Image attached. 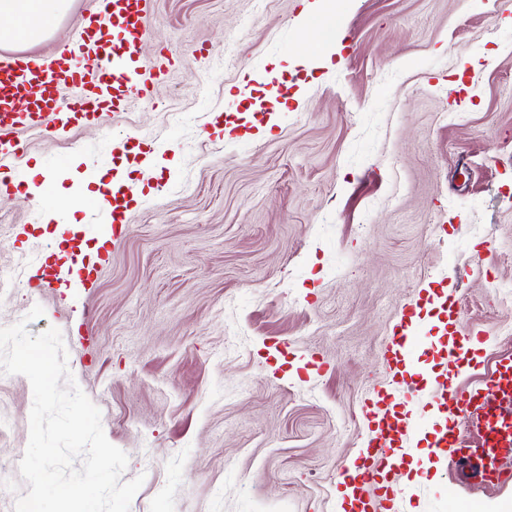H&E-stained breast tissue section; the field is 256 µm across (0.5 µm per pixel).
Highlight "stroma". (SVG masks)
I'll return each instance as SVG.
<instances>
[{
  "label": "stroma",
  "instance_id": "35a3bbf8",
  "mask_svg": "<svg viewBox=\"0 0 512 512\" xmlns=\"http://www.w3.org/2000/svg\"><path fill=\"white\" fill-rule=\"evenodd\" d=\"M305 0H153L144 58L176 57L152 100L63 139L26 137L19 184L0 193V327L61 331L79 388L107 439L143 476L129 512H336L342 465L367 434L362 403L387 385L384 352L402 306L456 286L458 334L483 331L464 384L512 354V0H328L320 38ZM92 0L28 48L47 61ZM280 70L288 92L257 91L272 126L222 133L244 71ZM156 157L132 172L128 232L100 247L91 280L36 288L56 225L28 191L57 181L73 209L79 169L112 175V139ZM489 260L472 263L474 250ZM320 355L316 375L300 356ZM33 393L0 373V512L28 485L19 463ZM421 429L409 512H512V482H455Z\"/></svg>",
  "mask_w": 512,
  "mask_h": 512
}]
</instances>
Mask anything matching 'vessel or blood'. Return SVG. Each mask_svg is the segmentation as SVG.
<instances>
[{
	"instance_id": "vessel-or-blood-1",
	"label": "vessel or blood",
	"mask_w": 512,
	"mask_h": 512,
	"mask_svg": "<svg viewBox=\"0 0 512 512\" xmlns=\"http://www.w3.org/2000/svg\"><path fill=\"white\" fill-rule=\"evenodd\" d=\"M149 3L95 0L76 44L59 49L50 62L0 54V192L10 189L24 155L22 135L40 132L47 124L54 132L65 133L153 94L166 69L141 57ZM65 90L70 98H62ZM129 205L123 190L90 200V209L102 216L101 234H121ZM435 302L436 333L429 338L423 335L420 301L401 309L386 353L395 379L365 400L369 435L359 448L358 463L340 473L339 484L345 489L341 512H400L402 491L395 470L416 451L413 417L424 406L432 410L425 421L432 428L437 457L454 455L470 479L512 480V473L499 466L502 459L512 457V354L498 356L485 382L460 386L469 347L452 332L460 315L458 299L454 290L444 289ZM426 344L434 350L432 381L402 386L400 376L417 365ZM461 422L481 427L478 447L463 446L457 432Z\"/></svg>"
}]
</instances>
